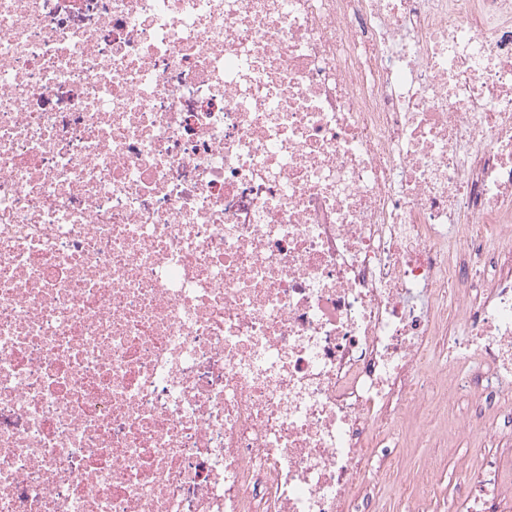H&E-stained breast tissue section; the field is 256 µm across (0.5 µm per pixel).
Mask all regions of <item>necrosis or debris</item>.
Returning <instances> with one entry per match:
<instances>
[{"label":"necrosis or debris","instance_id":"4bbe7bcc","mask_svg":"<svg viewBox=\"0 0 512 512\" xmlns=\"http://www.w3.org/2000/svg\"><path fill=\"white\" fill-rule=\"evenodd\" d=\"M436 416L512 431V0H0V512H363Z\"/></svg>","mask_w":512,"mask_h":512}]
</instances>
